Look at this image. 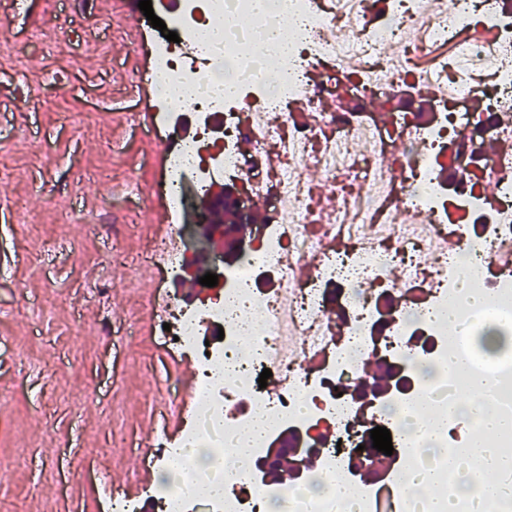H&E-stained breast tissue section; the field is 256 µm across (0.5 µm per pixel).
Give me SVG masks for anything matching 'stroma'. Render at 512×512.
<instances>
[{
  "label": "stroma",
  "instance_id": "obj_1",
  "mask_svg": "<svg viewBox=\"0 0 512 512\" xmlns=\"http://www.w3.org/2000/svg\"><path fill=\"white\" fill-rule=\"evenodd\" d=\"M138 3L0 0V512H102L116 491L148 507L141 460L191 407L192 363L155 335L183 280L158 255L112 262L199 247L198 197L175 215L156 191L167 128L137 81L156 34Z\"/></svg>",
  "mask_w": 512,
  "mask_h": 512
}]
</instances>
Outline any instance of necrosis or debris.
<instances>
[{
    "mask_svg": "<svg viewBox=\"0 0 512 512\" xmlns=\"http://www.w3.org/2000/svg\"><path fill=\"white\" fill-rule=\"evenodd\" d=\"M279 2L264 23L289 26L288 57L258 51L260 31L245 25L225 33L220 50L200 39L226 15H251L253 0H177L166 27L178 42L161 35L151 47L162 78L159 120L171 129L160 193L178 214L189 204L186 183L200 193L216 178L237 184L234 207L250 229L245 261L225 273L207 304L164 298L171 312L164 343L192 354L197 375L180 436L159 440L150 454L161 480L146 495L157 512H347L321 485L351 477L352 461L336 441L364 429L347 390L378 338L411 372L370 422L396 433L405 463L444 468L461 448L445 437L441 451L424 450L410 406L429 384L444 423L453 425L457 381L442 361L464 356L480 374L487 360L471 332L489 323L512 329V151L486 150L512 139V7L505 0ZM440 42L453 44L450 58L420 70L416 56ZM244 44L253 47L246 59ZM380 110L388 120H377ZM184 123L193 136L180 133ZM311 169L324 175L323 185L307 178ZM259 196L261 224L252 218ZM301 261L311 268L304 277ZM395 267L398 285L426 294V304L384 306ZM268 279L274 289L265 288ZM469 287L496 297L494 314L473 306ZM331 306L337 318L326 316ZM447 310L459 312L469 335L449 338L437 318ZM215 327L223 340L205 344ZM243 336L252 339L246 362L236 356ZM306 356L324 363L312 382L302 374ZM266 368L280 380L278 392L259 389ZM260 412L271 432L306 436L295 457L312 464L292 495L259 478L267 442L251 443L246 466L200 455L234 447ZM321 422L329 431L307 436ZM428 509L390 475L361 493L354 512Z\"/></svg>",
    "mask_w": 512,
    "mask_h": 512,
    "instance_id": "1",
    "label": "necrosis or debris"
}]
</instances>
